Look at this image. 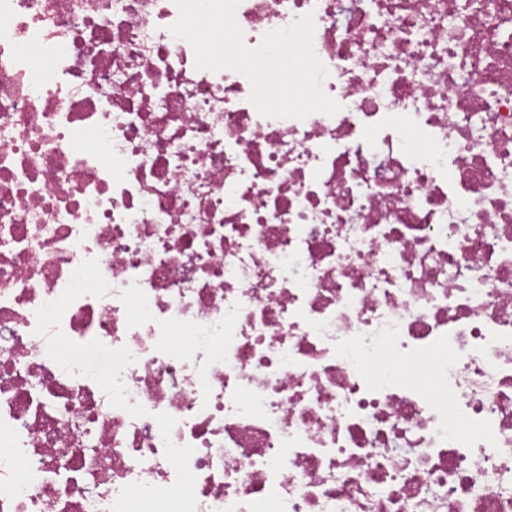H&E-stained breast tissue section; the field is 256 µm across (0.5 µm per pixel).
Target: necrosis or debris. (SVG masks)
I'll return each mask as SVG.
<instances>
[{"instance_id":"4bbe7bcc","label":"necrosis or debris","mask_w":512,"mask_h":512,"mask_svg":"<svg viewBox=\"0 0 512 512\" xmlns=\"http://www.w3.org/2000/svg\"><path fill=\"white\" fill-rule=\"evenodd\" d=\"M307 13L271 119L174 0H0V512H512V0L235 17Z\"/></svg>"}]
</instances>
